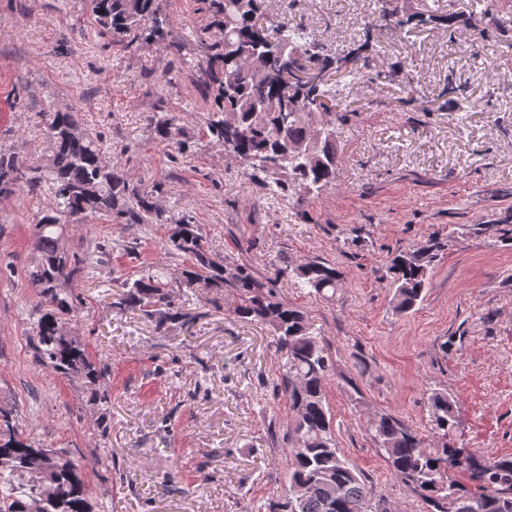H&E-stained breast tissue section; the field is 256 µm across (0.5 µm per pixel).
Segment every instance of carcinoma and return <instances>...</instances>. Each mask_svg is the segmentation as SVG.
<instances>
[{"mask_svg":"<svg viewBox=\"0 0 512 512\" xmlns=\"http://www.w3.org/2000/svg\"><path fill=\"white\" fill-rule=\"evenodd\" d=\"M395 0H375L364 24V40L353 58H338L328 44L302 25L284 22L260 37L266 20L264 0H209L222 31L218 39L197 38L194 65L198 86L213 98L205 128L224 154L240 160L266 194L293 200L301 207L335 185L343 162L341 132L348 115L336 111L330 76L345 71L353 88L363 81L360 54L375 51L372 33L380 28L425 27L456 20L429 4L402 14ZM101 32L127 48L138 41L160 43L179 52L185 38L161 10L160 0H91ZM51 154L43 165L25 166L0 148V194L14 189L45 197L34 240L28 277L44 300L30 315L31 346L37 364L79 383L86 405L104 422L111 402L107 365L96 361L66 325L79 297L66 281L88 275L109 254V246L68 251L67 227L79 218L126 217L151 227L174 224L169 247L187 261L179 287L230 288L231 313L240 321L267 326L281 352L278 386L292 411L288 442V499L282 512H390L373 499L372 486L359 467L338 448L326 385L335 374L330 347L298 304L283 300L277 289L259 280L244 264H228L205 247L199 226L183 213L166 216L156 202L162 185H130L106 163L102 138L81 127L72 111L46 113ZM155 139L179 153L189 150L176 118L154 125ZM445 242L436 236L391 259L388 273L392 307L408 314L429 288V272ZM282 273L306 295L336 300L341 273L319 259L287 264ZM112 307L157 318V327L187 313L175 305L163 269L148 266L120 282ZM424 430L416 431L392 414L370 421L375 447L427 512H512V455L482 459L468 448L459 402L446 388L426 393ZM0 512H93L83 469L64 449H49L20 432L15 419L0 424Z\"/></svg>","mask_w":512,"mask_h":512,"instance_id":"cac0c4a2","label":"carcinoma"}]
</instances>
